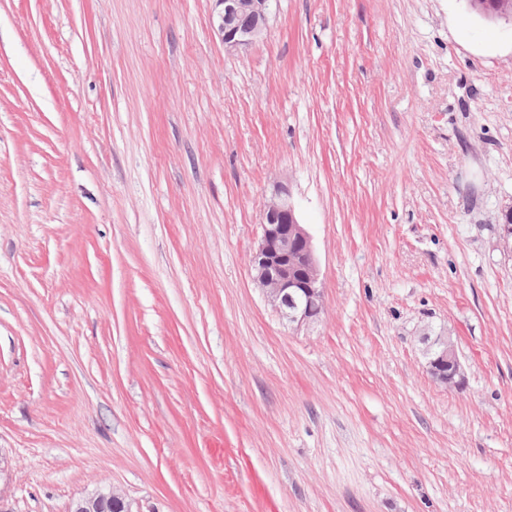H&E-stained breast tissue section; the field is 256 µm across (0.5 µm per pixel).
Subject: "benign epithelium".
<instances>
[{"mask_svg": "<svg viewBox=\"0 0 512 512\" xmlns=\"http://www.w3.org/2000/svg\"><path fill=\"white\" fill-rule=\"evenodd\" d=\"M218 30L226 50L241 51L260 39L268 27L270 0H215ZM253 280L266 302L300 328L324 312L320 269L311 237L300 224L287 190L279 186L264 204L261 235L251 259ZM427 372L445 386H462L461 363L452 337H435ZM70 512H133L114 489L99 490L72 503Z\"/></svg>", "mask_w": 512, "mask_h": 512, "instance_id": "1", "label": "benign epithelium"}]
</instances>
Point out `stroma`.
I'll use <instances>...</instances> for the list:
<instances>
[{
    "mask_svg": "<svg viewBox=\"0 0 512 512\" xmlns=\"http://www.w3.org/2000/svg\"><path fill=\"white\" fill-rule=\"evenodd\" d=\"M285 183L324 288L251 274ZM512 21L0 0V507L512 512ZM447 333L461 388L436 383ZM214 1L221 7L218 30L226 50H245L267 31L270 0ZM428 353L427 372L431 378L445 386H462L461 363L451 336H436ZM70 512H134L125 496L114 489L99 490L72 503Z\"/></svg>",
    "mask_w": 512,
    "mask_h": 512,
    "instance_id": "1",
    "label": "stroma"
}]
</instances>
